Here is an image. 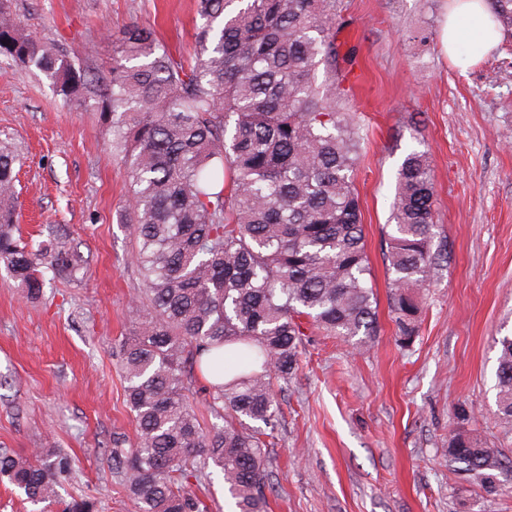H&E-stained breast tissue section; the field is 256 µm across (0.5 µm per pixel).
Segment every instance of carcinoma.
<instances>
[{
    "label": "carcinoma",
    "instance_id": "obj_1",
    "mask_svg": "<svg viewBox=\"0 0 512 512\" xmlns=\"http://www.w3.org/2000/svg\"><path fill=\"white\" fill-rule=\"evenodd\" d=\"M512 33V0H488ZM195 55L176 56L132 25L113 40L111 78L26 31L0 0V57L39 71L62 102L93 100L127 168L126 206L143 288L120 345L136 438L113 440L112 472L135 512H206L186 483L189 463L219 469L238 512H267V437L279 425L274 392L299 370L302 324L368 345L377 333L362 203L354 172L358 113L336 95L335 0H196ZM324 82H318V69ZM19 156L0 139V262L28 299L44 270L70 277L67 242L33 245L15 233ZM435 193L428 156L397 173L388 233V309L398 341L419 332L421 294L446 249H433ZM496 406L512 432V336L498 340ZM197 368L224 425L201 426L188 393ZM448 467L487 496L512 482V458L463 426ZM71 475L56 448H0V479L38 505Z\"/></svg>",
    "mask_w": 512,
    "mask_h": 512
}]
</instances>
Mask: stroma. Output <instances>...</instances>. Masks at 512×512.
<instances>
[{"label": "stroma", "mask_w": 512, "mask_h": 512, "mask_svg": "<svg viewBox=\"0 0 512 512\" xmlns=\"http://www.w3.org/2000/svg\"><path fill=\"white\" fill-rule=\"evenodd\" d=\"M450 0H336L344 86L363 120L355 172L377 298V336L362 349L306 328L301 368L281 394L268 464L270 512H512V484L481 497L448 468L465 428L500 448L498 346L512 335V38L483 58L443 55ZM22 25L107 77L112 41L132 25L169 51L194 52L195 0H13ZM0 136L23 157L19 228L55 224L81 256L79 280L23 297L0 265V448H57L71 478L48 512L91 497L134 512L112 473V440H134L119 344L141 277L125 223L127 174L98 112L66 106L47 81L0 60ZM427 151L435 244L448 264L422 296L419 334L400 348L388 317L384 260L397 171Z\"/></svg>", "instance_id": "stroma-1"}]
</instances>
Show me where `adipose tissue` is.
I'll list each match as a JSON object with an SVG mask.
<instances>
[{
  "label": "adipose tissue",
  "mask_w": 512,
  "mask_h": 512,
  "mask_svg": "<svg viewBox=\"0 0 512 512\" xmlns=\"http://www.w3.org/2000/svg\"><path fill=\"white\" fill-rule=\"evenodd\" d=\"M441 30V45L446 54H454L459 45H467L473 58H481L501 39L487 0H452Z\"/></svg>",
  "instance_id": "1"
}]
</instances>
